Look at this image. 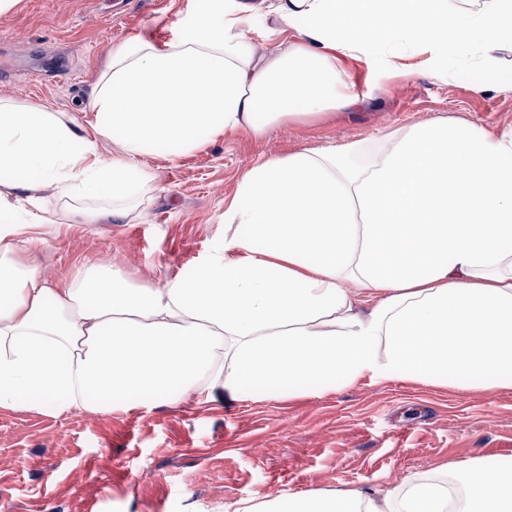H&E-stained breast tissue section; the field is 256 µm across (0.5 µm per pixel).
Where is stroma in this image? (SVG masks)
Instances as JSON below:
<instances>
[{"label": "stroma", "mask_w": 512, "mask_h": 512, "mask_svg": "<svg viewBox=\"0 0 512 512\" xmlns=\"http://www.w3.org/2000/svg\"><path fill=\"white\" fill-rule=\"evenodd\" d=\"M185 0H18L0 14V101L46 108L70 127L115 44L144 34L163 40ZM434 78L412 58L400 76L378 77L364 61L341 67L361 95L321 119L228 132L170 159L141 194L137 223L77 224L68 203L45 190L55 223L25 229V259L52 280L101 260L151 285L186 275L236 232L224 207L242 174L267 157L360 141L378 150L393 131L466 122L512 135V46ZM485 90L474 93L473 85ZM512 463V391L456 390L363 381L322 396L239 402L200 396L129 412L57 417L29 404L0 408V512H224L227 503L303 490L384 494L407 478L447 466Z\"/></svg>", "instance_id": "obj_1"}]
</instances>
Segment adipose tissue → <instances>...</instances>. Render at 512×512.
Returning <instances> with one entry per match:
<instances>
[{
	"instance_id": "obj_1",
	"label": "adipose tissue",
	"mask_w": 512,
	"mask_h": 512,
	"mask_svg": "<svg viewBox=\"0 0 512 512\" xmlns=\"http://www.w3.org/2000/svg\"><path fill=\"white\" fill-rule=\"evenodd\" d=\"M297 27L261 56L254 14ZM512 44V0H187L171 35L112 48L72 129L53 113L0 103V170L27 180L0 193V406L37 395L41 410L149 408L199 395L239 401L322 395L363 380L512 390V136L420 123L377 151L352 142L272 157L247 170L224 209L236 233L186 276L143 285L111 262L64 283L21 255V208L93 200L85 223L133 221L142 162L229 131L313 119L354 104L340 67L383 77L418 57L430 76ZM116 149L101 157L94 136ZM375 294L359 311L351 286ZM290 512H512V470L447 468L378 497L308 490Z\"/></svg>"
}]
</instances>
